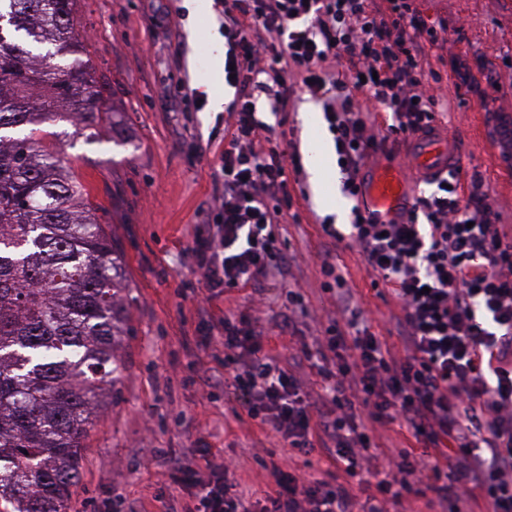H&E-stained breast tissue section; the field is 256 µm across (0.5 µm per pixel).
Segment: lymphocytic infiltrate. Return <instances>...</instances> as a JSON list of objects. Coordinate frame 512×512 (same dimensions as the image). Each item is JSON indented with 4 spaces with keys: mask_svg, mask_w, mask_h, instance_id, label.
Here are the masks:
<instances>
[{
    "mask_svg": "<svg viewBox=\"0 0 512 512\" xmlns=\"http://www.w3.org/2000/svg\"><path fill=\"white\" fill-rule=\"evenodd\" d=\"M444 31L414 0H224L235 97L213 183L221 218L191 248L199 284L210 292L252 286L286 268L279 224L293 205L288 171L299 154L282 124L259 118L257 102L283 112L304 89L323 100L354 202L349 235L332 224L323 231L349 238L371 276L389 286L403 311L395 323L401 351L383 352L328 262L323 286L336 293L337 316L317 340L319 353L332 355L317 368L321 387L266 352L259 312L225 319L224 359L235 369L224 387L248 416L297 453L318 445L348 476L377 477L380 497L361 500L275 462L256 495L241 490L234 462L207 455L169 475L187 494L183 512H389L415 494L419 472L440 500L512 512V225L501 223L479 177L459 194L454 170L430 176L432 192L389 220L357 203L364 168L390 138L435 130L440 99L423 60ZM363 96L372 109L362 108ZM378 110L390 124H377ZM369 421L404 423L424 443L422 455L372 450Z\"/></svg>",
    "mask_w": 512,
    "mask_h": 512,
    "instance_id": "f902f5d3",
    "label": "lymphocytic infiltrate"
}]
</instances>
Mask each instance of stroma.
I'll return each instance as SVG.
<instances>
[{
    "instance_id": "35a3bbf8",
    "label": "stroma",
    "mask_w": 512,
    "mask_h": 512,
    "mask_svg": "<svg viewBox=\"0 0 512 512\" xmlns=\"http://www.w3.org/2000/svg\"><path fill=\"white\" fill-rule=\"evenodd\" d=\"M416 4L430 20L448 25L444 45L427 50L425 69L449 72L460 54L479 81L495 84L485 104L448 86V110L438 125L457 144L463 179L480 174L501 223L512 225V139L502 133L512 123V0ZM74 25L106 84L103 108L113 121L82 130L55 123L48 127L50 141L102 206L132 302L130 334L116 350L122 374L84 439L73 512H164L181 495L169 472L205 452L233 460L247 491L264 485L258 448L268 449L275 462L293 461L306 475L347 482L321 450L293 453L261 429L234 394L220 386L205 393L196 375L202 359L224 370L223 359L202 341L203 312L219 319L261 303L272 318L288 288L304 289L305 310L293 334L274 338L271 346L288 366L301 345H314L336 309L335 293L321 287L326 260L345 277L371 332L384 347L400 349L391 321L399 312L396 298L386 286H373L357 252L342 243L326 250L321 222L328 211L304 168L289 178L294 204L280 225L290 255L285 277L211 301L198 284L190 249L224 148V115L210 109L209 96L234 95L213 82L214 59L224 51L220 0H210L201 14L193 0H76ZM321 110V101L303 90L290 103L286 126L298 153L313 134H327V122L315 132L306 123L307 112Z\"/></svg>"
}]
</instances>
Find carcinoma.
<instances>
[{
    "mask_svg": "<svg viewBox=\"0 0 512 512\" xmlns=\"http://www.w3.org/2000/svg\"><path fill=\"white\" fill-rule=\"evenodd\" d=\"M74 5L0 0V512H69L129 332L124 260L91 188L37 138L106 119Z\"/></svg>",
    "mask_w": 512,
    "mask_h": 512,
    "instance_id": "1",
    "label": "carcinoma"
}]
</instances>
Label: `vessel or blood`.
<instances>
[{"label":"vessel or blood","instance_id":"1","mask_svg":"<svg viewBox=\"0 0 512 512\" xmlns=\"http://www.w3.org/2000/svg\"><path fill=\"white\" fill-rule=\"evenodd\" d=\"M456 155L448 147L443 131L416 138L408 148V156L397 166L377 170L367 182L361 202L368 213L384 217L409 203L407 176H430L447 171Z\"/></svg>","mask_w":512,"mask_h":512}]
</instances>
